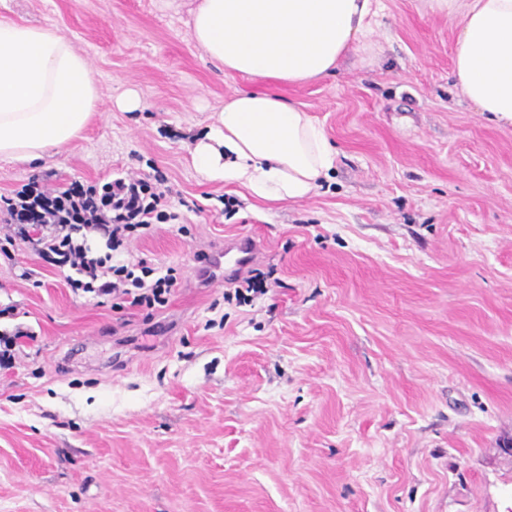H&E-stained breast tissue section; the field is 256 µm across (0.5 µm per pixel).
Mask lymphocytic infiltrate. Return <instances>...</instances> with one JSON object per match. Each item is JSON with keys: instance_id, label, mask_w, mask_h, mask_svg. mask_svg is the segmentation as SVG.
<instances>
[{"instance_id": "f902f5d3", "label": "lymphocytic infiltrate", "mask_w": 512, "mask_h": 512, "mask_svg": "<svg viewBox=\"0 0 512 512\" xmlns=\"http://www.w3.org/2000/svg\"><path fill=\"white\" fill-rule=\"evenodd\" d=\"M165 182L159 173L150 181L118 178L99 187L30 181L4 200L10 216L5 240L28 243L53 266L68 269L72 291L139 307L165 306L178 280L175 268L161 275L144 260L114 257L129 239L171 220L164 209Z\"/></svg>"}]
</instances>
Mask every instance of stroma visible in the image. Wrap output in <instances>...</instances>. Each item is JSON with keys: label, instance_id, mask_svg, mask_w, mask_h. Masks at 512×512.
I'll list each match as a JSON object with an SVG mask.
<instances>
[{"label": "stroma", "instance_id": "35a3bbf8", "mask_svg": "<svg viewBox=\"0 0 512 512\" xmlns=\"http://www.w3.org/2000/svg\"><path fill=\"white\" fill-rule=\"evenodd\" d=\"M197 3L0 0L67 34L101 96L44 163L0 162V196L160 169L175 218L128 253L181 278L116 309L0 253V331L30 333L0 371V512H512V125L455 86L458 18L383 0L369 51L276 86L336 164L266 202L192 163L225 99L267 88L196 45ZM128 88L141 111L113 108ZM243 236L268 288L245 303L199 260Z\"/></svg>", "mask_w": 512, "mask_h": 512}]
</instances>
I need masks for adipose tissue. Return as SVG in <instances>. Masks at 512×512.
<instances>
[{"label": "adipose tissue", "instance_id": "obj_1", "mask_svg": "<svg viewBox=\"0 0 512 512\" xmlns=\"http://www.w3.org/2000/svg\"><path fill=\"white\" fill-rule=\"evenodd\" d=\"M461 19L453 75L480 111L512 121V0H427ZM382 0H200L196 44L224 66L272 84H302L366 52ZM100 104L87 59L55 25L0 20V161L34 163L80 138ZM208 180L267 201L311 196L336 152L302 109L266 91L229 97L194 143Z\"/></svg>", "mask_w": 512, "mask_h": 512}]
</instances>
